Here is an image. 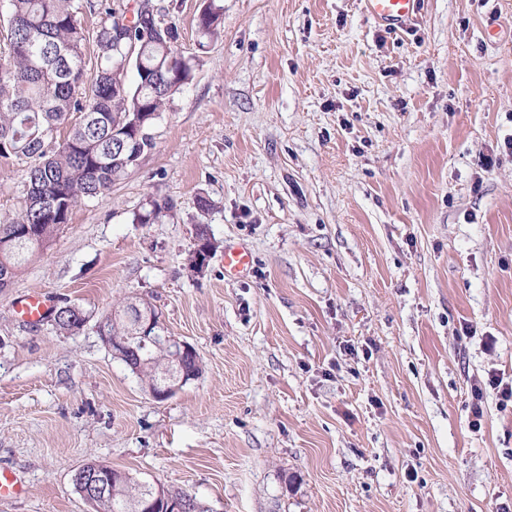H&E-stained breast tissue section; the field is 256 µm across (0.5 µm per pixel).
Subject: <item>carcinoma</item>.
Segmentation results:
<instances>
[{"label": "carcinoma", "instance_id": "carcinoma-1", "mask_svg": "<svg viewBox=\"0 0 512 512\" xmlns=\"http://www.w3.org/2000/svg\"><path fill=\"white\" fill-rule=\"evenodd\" d=\"M0 39V157L25 163L24 205L0 224V237H13V248L0 253V265L17 278L37 251L35 241L15 234L27 224L36 235L53 239L83 201L104 198L112 186L153 148L152 136H139L128 120L130 112H163L175 95L190 85L197 60L178 48L177 28L158 20L151 0H137L132 11L100 4L101 21L88 33L77 18L75 0H7ZM224 27L221 0H205L198 30L208 40ZM95 46L97 67L85 72L86 49ZM78 114L71 119L72 114ZM71 123L69 135L56 140L59 126ZM175 208L168 199L153 198L134 215L133 223L150 224ZM135 307L122 301L100 325V335L129 338L146 361L140 375L152 381L169 365L167 355L142 348L133 338ZM56 328L77 332L84 312L64 302L54 319ZM186 512H210L195 495L168 488ZM153 489L129 474L112 484V492L97 498L94 512H132L134 502Z\"/></svg>", "mask_w": 512, "mask_h": 512}]
</instances>
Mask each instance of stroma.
Instances as JSON below:
<instances>
[{"label": "stroma", "mask_w": 512, "mask_h": 512, "mask_svg": "<svg viewBox=\"0 0 512 512\" xmlns=\"http://www.w3.org/2000/svg\"><path fill=\"white\" fill-rule=\"evenodd\" d=\"M152 3L193 82L0 289V468L25 485L0 512H90L89 461L211 512H512V402L470 425L472 387L512 380V0H422L395 33L361 0H222L207 43L204 0ZM25 167L0 158L1 220ZM153 198L172 215L133 223ZM34 291L84 327L25 321ZM130 296L199 356L167 400L98 334ZM221 0H207L198 17V30L208 40L217 39L224 27V6ZM251 264V253L245 247H233L224 253L225 272L240 273ZM58 312L54 319L56 328L64 332H77L85 323L84 312L75 304L64 302L57 307Z\"/></svg>", "instance_id": "35a3bbf8"}]
</instances>
